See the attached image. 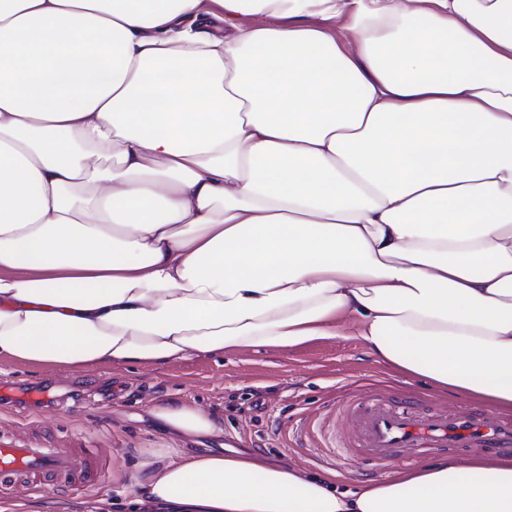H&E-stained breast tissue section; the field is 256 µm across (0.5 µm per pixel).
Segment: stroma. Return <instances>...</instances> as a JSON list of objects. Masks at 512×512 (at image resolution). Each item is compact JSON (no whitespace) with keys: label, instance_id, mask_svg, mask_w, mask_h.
<instances>
[{"label":"stroma","instance_id":"obj_1","mask_svg":"<svg viewBox=\"0 0 512 512\" xmlns=\"http://www.w3.org/2000/svg\"><path fill=\"white\" fill-rule=\"evenodd\" d=\"M9 396H0V431L24 442L83 443L115 461L114 474L84 493L35 491L17 483L9 501L32 512H136L131 479L172 448L189 452L226 446L284 461L307 474L334 469L356 483L378 480L365 460L332 457L324 448L322 418L364 388L403 392L442 408L466 395L438 393L422 380L405 381L355 336L320 339L287 351L243 350L201 355L154 368L145 364L92 366L64 374L0 360ZM178 400L218 418L222 434L195 438L158 421L157 406Z\"/></svg>","mask_w":512,"mask_h":512}]
</instances>
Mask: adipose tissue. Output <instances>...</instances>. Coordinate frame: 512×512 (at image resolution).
<instances>
[{
    "mask_svg": "<svg viewBox=\"0 0 512 512\" xmlns=\"http://www.w3.org/2000/svg\"><path fill=\"white\" fill-rule=\"evenodd\" d=\"M336 336L512 412V0H0V360ZM132 485L150 512H512V456L340 491L206 450Z\"/></svg>",
    "mask_w": 512,
    "mask_h": 512,
    "instance_id": "ef3b65f1",
    "label": "adipose tissue"
}]
</instances>
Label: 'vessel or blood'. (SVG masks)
<instances>
[{
	"label": "vessel or blood",
	"mask_w": 512,
	"mask_h": 512,
	"mask_svg": "<svg viewBox=\"0 0 512 512\" xmlns=\"http://www.w3.org/2000/svg\"><path fill=\"white\" fill-rule=\"evenodd\" d=\"M335 419L331 437L342 453H363L385 468L401 455L414 457L433 449L512 453V421L469 406L430 411L408 398L363 395L339 406ZM109 471L107 459L87 449L20 444L0 433V496L20 475L39 488L51 483L81 492L101 485Z\"/></svg>",
	"instance_id": "1"
}]
</instances>
